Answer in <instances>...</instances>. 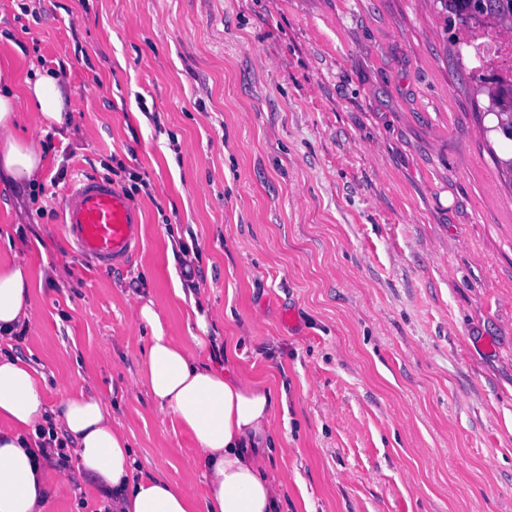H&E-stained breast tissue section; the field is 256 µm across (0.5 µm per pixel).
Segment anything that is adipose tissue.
Returning a JSON list of instances; mask_svg holds the SVG:
<instances>
[{"instance_id": "adipose-tissue-1", "label": "adipose tissue", "mask_w": 512, "mask_h": 512, "mask_svg": "<svg viewBox=\"0 0 512 512\" xmlns=\"http://www.w3.org/2000/svg\"><path fill=\"white\" fill-rule=\"evenodd\" d=\"M22 97L33 102L38 124L49 129L65 121L63 85L54 74L38 71L22 88L0 89V170L33 184L43 149L15 132ZM31 287L25 264L0 267V338L13 337L32 321ZM136 318L150 329L138 383L195 441L193 466L206 483L203 497L163 476L142 475L128 434L113 425L99 394L77 386L47 407L31 366L0 354V512H43L51 476L37 430L48 426L76 441L80 466L110 512H281L282 495L268 468L281 452L273 420L285 398L265 381L203 362L201 334L189 345L174 342L152 305H142Z\"/></svg>"}]
</instances>
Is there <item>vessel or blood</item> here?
I'll return each mask as SVG.
<instances>
[{
    "instance_id": "obj_1",
    "label": "vessel or blood",
    "mask_w": 512,
    "mask_h": 512,
    "mask_svg": "<svg viewBox=\"0 0 512 512\" xmlns=\"http://www.w3.org/2000/svg\"><path fill=\"white\" fill-rule=\"evenodd\" d=\"M142 215L111 182L83 176L68 184L61 232L80 265L125 269L141 248Z\"/></svg>"
}]
</instances>
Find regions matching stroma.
I'll return each mask as SVG.
<instances>
[{"label": "stroma", "instance_id": "35a3bbf8", "mask_svg": "<svg viewBox=\"0 0 512 512\" xmlns=\"http://www.w3.org/2000/svg\"><path fill=\"white\" fill-rule=\"evenodd\" d=\"M34 62L70 117L46 132L18 102L45 162L34 190L0 173V265L66 273L0 350L48 406L99 392L140 469L202 494L192 438L134 384L137 308L198 331L180 288L204 362L285 390L286 512H512V140L439 0H0V85ZM133 173L132 267L79 268L66 187ZM44 512L103 509L75 464Z\"/></svg>", "mask_w": 512, "mask_h": 512}]
</instances>
